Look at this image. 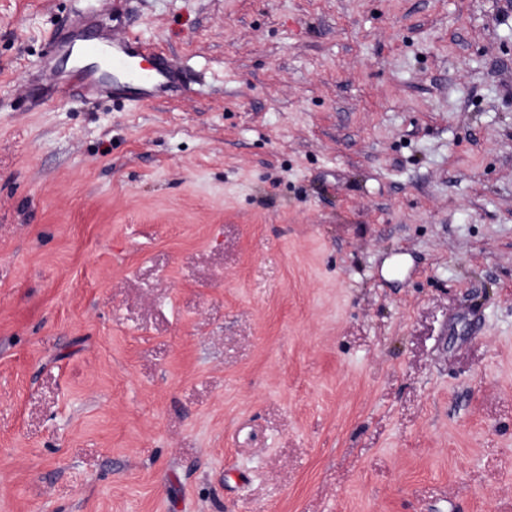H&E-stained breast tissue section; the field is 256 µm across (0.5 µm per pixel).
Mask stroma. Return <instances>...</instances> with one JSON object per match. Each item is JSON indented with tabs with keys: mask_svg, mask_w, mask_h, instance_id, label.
<instances>
[{
	"mask_svg": "<svg viewBox=\"0 0 512 512\" xmlns=\"http://www.w3.org/2000/svg\"><path fill=\"white\" fill-rule=\"evenodd\" d=\"M0 512H512V0H0ZM70 51H76L85 59L103 61L105 70H116L124 74V81L104 83L98 72L90 69L75 68L72 70L70 82L58 84L57 62L63 61ZM145 60L148 66H143ZM42 72L52 81L57 93V100L66 96L73 86L80 87L90 98L100 95L122 97V87L150 89L175 87L180 84L178 72L167 68L151 43L143 42L133 33L117 34L114 31H101L98 35L89 37L80 32L78 27L68 28L57 40L50 43V52L41 64ZM123 101L144 102L124 96Z\"/></svg>",
	"mask_w": 512,
	"mask_h": 512,
	"instance_id": "obj_1",
	"label": "stroma"
}]
</instances>
